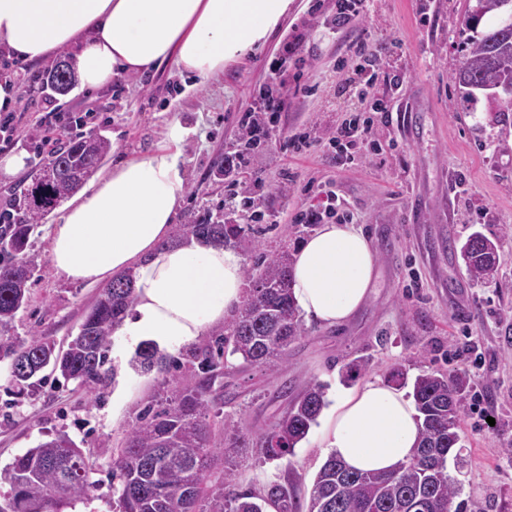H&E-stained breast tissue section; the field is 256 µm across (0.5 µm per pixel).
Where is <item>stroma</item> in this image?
Returning <instances> with one entry per match:
<instances>
[{
    "label": "stroma",
    "mask_w": 512,
    "mask_h": 512,
    "mask_svg": "<svg viewBox=\"0 0 512 512\" xmlns=\"http://www.w3.org/2000/svg\"><path fill=\"white\" fill-rule=\"evenodd\" d=\"M466 0H370L366 14L334 28L336 0H291L287 15L264 45L225 66L221 75L196 88L167 64L151 75H128L99 91L50 97L62 114L95 109L92 128L112 143L106 166L138 157L162 140L167 124L181 119L194 132L182 160L188 180L172 226L181 235L188 216L232 214L245 233L236 249L245 263L263 252L288 246L297 250L310 236L295 215L322 208V186L335 191L340 209L352 217L369 241L376 260L377 284L348 323L325 326L306 321V336L288 350L274 370L229 358L224 366V434L256 433L283 416L309 381L326 387L327 400L401 367L408 379L425 372L467 373L472 357L461 351L465 336L479 345L488 381L487 427L466 413L461 431L462 465L450 475L464 482V497L483 512H512V112L501 113L496 97L477 94L468 108L458 104L453 76L461 61L460 42ZM383 47L387 69L405 76L396 90L379 85L389 124L377 125L373 160L339 165L327 149L337 125L358 105L339 90L341 72L359 63L350 49L356 36ZM302 45L280 62L284 41ZM278 79L289 90L277 118L280 133L307 134L311 149L294 155L272 142L245 149L239 137L244 113L260 106L259 92ZM39 88L19 92L16 133L0 156L21 153L28 171L42 162L30 132L43 113ZM243 153L244 163L224 175L228 157ZM254 198L259 219L242 206ZM56 216L48 214L31 237L39 265L31 280V302L19 310L12 333L38 334L63 341L75 334L102 285L77 283L57 273L49 260ZM500 239L502 248L492 279H471L459 248L473 232ZM113 338L106 367L107 388L87 396L75 383L47 381L34 398H14L8 367L0 362V469L16 456L63 431L79 445L101 488L76 512H112V466L122 438L140 407L164 389L165 374L141 372L121 355ZM367 357L359 379L343 378L345 366ZM225 459L237 465L240 491L259 492L276 481L293 486L307 500L311 484L328 457L310 429L292 455L264 460L248 448H228Z\"/></svg>",
    "instance_id": "stroma-1"
}]
</instances>
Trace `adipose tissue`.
<instances>
[{"instance_id": "obj_1", "label": "adipose tissue", "mask_w": 512, "mask_h": 512, "mask_svg": "<svg viewBox=\"0 0 512 512\" xmlns=\"http://www.w3.org/2000/svg\"><path fill=\"white\" fill-rule=\"evenodd\" d=\"M290 0H0V51L40 64L67 49L81 84L105 88L125 74L174 63L199 82L262 46ZM190 129L168 123L161 144L121 161L60 211L49 258L68 279L98 284L132 271L135 304L114 333L128 346L164 351L197 343L243 301L242 260L233 249L190 239L170 244L186 185L181 156ZM374 252L347 224H325L294 256L293 297L305 317L351 319L376 282ZM414 404L381 380L337 397L320 441L357 470L387 471L414 453Z\"/></svg>"}]
</instances>
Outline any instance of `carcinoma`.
<instances>
[{"mask_svg": "<svg viewBox=\"0 0 512 512\" xmlns=\"http://www.w3.org/2000/svg\"><path fill=\"white\" fill-rule=\"evenodd\" d=\"M501 2L474 0L468 9L473 28L487 15L497 23L463 43V60L454 76L462 103L472 101L479 90L512 86V20L505 18ZM111 149L110 140L95 130L70 139L39 168L32 185L18 193L10 218L0 223V361L8 362L9 384L17 395L36 392L47 369L67 382H78L90 394L106 386L102 368L112 333L134 303L131 274L112 278L65 348H55L45 336L20 339L10 330L30 298L36 267V256L29 251L31 236L53 208L99 169ZM183 232L229 246L244 228L203 216L189 220ZM500 247V241L472 233L461 247L468 274L480 282L491 277ZM292 265L290 253L276 249L245 266L246 297L224 322V334L193 354V381L172 380L170 396L153 398L138 411L112 470L116 512H264L268 504L278 512H475L477 505L457 501L461 482L448 474V456L461 441L466 413L467 382L453 372L415 378L418 444L414 455L392 471H356L331 456L314 478L304 507L294 490L277 482L260 494L238 492L235 464L214 472L217 462L224 461V436H216L207 419L224 398V360L237 356L248 366L274 368L306 333L292 294ZM135 366L164 372L170 362L145 342L137 349ZM324 406L325 386L311 381L283 417L243 444L264 458L291 455ZM0 484L8 486L0 490V512H71L97 489L81 448L64 433L16 457L0 472Z\"/></svg>", "mask_w": 512, "mask_h": 512, "instance_id": "cac0c4a2", "label": "carcinoma"}]
</instances>
